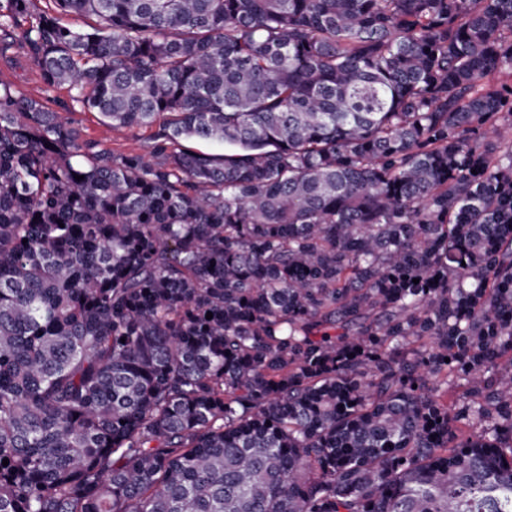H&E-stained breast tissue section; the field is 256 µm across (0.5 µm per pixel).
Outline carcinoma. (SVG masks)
I'll return each instance as SVG.
<instances>
[{"label": "carcinoma", "instance_id": "carcinoma-1", "mask_svg": "<svg viewBox=\"0 0 512 512\" xmlns=\"http://www.w3.org/2000/svg\"><path fill=\"white\" fill-rule=\"evenodd\" d=\"M37 2L0 512H512V0ZM1 81L10 84L17 95L47 101L49 106L61 112L64 117L72 118L84 138L98 141L115 153L146 154L150 149L149 130H115L103 124L95 113L64 107V103L69 102L67 90L47 91L37 75L35 65L22 53L0 56Z\"/></svg>", "mask_w": 512, "mask_h": 512}]
</instances>
